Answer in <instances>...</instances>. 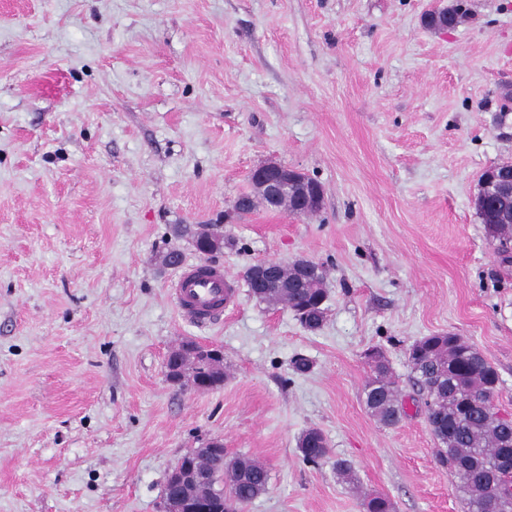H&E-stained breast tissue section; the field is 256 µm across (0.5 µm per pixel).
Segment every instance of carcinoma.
Masks as SVG:
<instances>
[{
  "label": "carcinoma",
  "instance_id": "1",
  "mask_svg": "<svg viewBox=\"0 0 512 512\" xmlns=\"http://www.w3.org/2000/svg\"><path fill=\"white\" fill-rule=\"evenodd\" d=\"M489 236L502 250L512 242L509 203L494 189L485 193L478 208ZM323 270L311 262L293 261L281 279L270 283L257 300L271 305L307 308V329L322 327L325 312ZM408 362L420 389L425 393L426 420L439 444L436 456L457 479L465 495L467 512H512V419L499 415L494 398L499 386L496 369L463 338L455 335L425 336L408 350ZM172 368L186 370L205 382L208 371L183 357L169 362ZM373 376L364 389V402L370 413L385 427L397 425L404 414L395 383L383 354L374 355ZM311 429L302 434L298 448L307 463H318L328 452L325 438L311 444ZM183 465L207 469L212 480L197 499L222 509L243 512V507L268 489L269 473L259 462L248 457L229 460L222 454L204 456L196 450L182 455ZM363 512H393L391 500L383 495L362 499Z\"/></svg>",
  "mask_w": 512,
  "mask_h": 512
}]
</instances>
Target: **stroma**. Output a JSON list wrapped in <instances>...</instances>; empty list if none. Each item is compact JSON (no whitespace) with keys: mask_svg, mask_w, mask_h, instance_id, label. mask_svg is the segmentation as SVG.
<instances>
[{"mask_svg":"<svg viewBox=\"0 0 512 512\" xmlns=\"http://www.w3.org/2000/svg\"><path fill=\"white\" fill-rule=\"evenodd\" d=\"M452 2L0 0V512H160L170 467L212 440L270 473L244 512H363L371 493L465 512L407 349L464 337L512 417V257L475 208L512 163V0L427 25ZM270 157L320 182L317 213H234ZM178 224L223 233L212 260L240 280L320 263L322 328L242 281L221 322L180 317L162 257L202 256ZM187 339L223 350L222 385L168 381ZM370 348L394 427L364 406ZM377 349V348H375ZM373 352V376L364 389V402L370 413L385 427L397 425L404 414L395 383L389 376V367L383 353ZM312 435H319L321 445H311ZM298 448L306 463H319L329 452L325 438L317 429H309V431L303 433L298 441Z\"/></svg>","mask_w":512,"mask_h":512,"instance_id":"1","label":"stroma"}]
</instances>
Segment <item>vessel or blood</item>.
<instances>
[{
  "instance_id": "b4317fda",
  "label": "vessel or blood",
  "mask_w": 512,
  "mask_h": 512,
  "mask_svg": "<svg viewBox=\"0 0 512 512\" xmlns=\"http://www.w3.org/2000/svg\"><path fill=\"white\" fill-rule=\"evenodd\" d=\"M169 294L183 319L205 327L220 321L225 309L238 304L240 291L222 265L201 261L180 267Z\"/></svg>"
}]
</instances>
